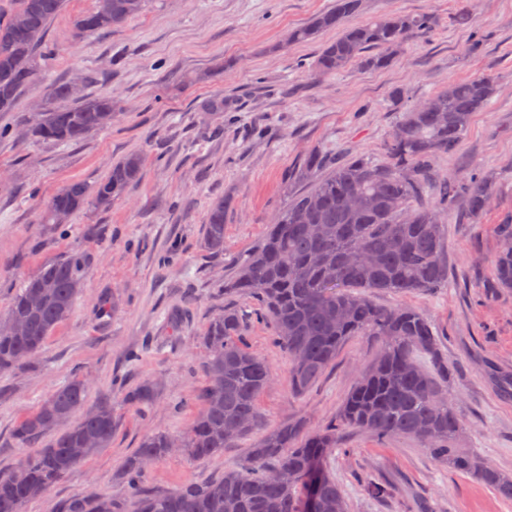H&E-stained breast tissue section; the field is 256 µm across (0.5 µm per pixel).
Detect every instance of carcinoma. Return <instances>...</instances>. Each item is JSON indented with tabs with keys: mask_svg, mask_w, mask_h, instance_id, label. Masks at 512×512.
<instances>
[{
	"mask_svg": "<svg viewBox=\"0 0 512 512\" xmlns=\"http://www.w3.org/2000/svg\"><path fill=\"white\" fill-rule=\"evenodd\" d=\"M66 0H20L0 17V112H10L25 87L38 76L49 21ZM148 0H112L79 17L74 37L120 26L139 15ZM362 0H336L333 9L314 17L288 36L292 43L312 42L326 30L335 40L317 55L313 68L331 75L353 63L382 68L391 58L376 54L429 31L426 15L386 14L356 25L347 20ZM495 91L489 75L461 80L433 93L428 107L417 105L398 124L400 138L384 143L386 162L362 156L334 161L315 151L294 168L285 183L288 205L270 225L261 247L243 262L224 292L251 298L274 328L288 354L295 392L308 390L336 361L341 346L354 336H375L383 345L377 360L346 398L340 426L378 438L411 436L454 469L512 500V476L459 454L453 442L461 422L449 405L448 363L429 320L406 306H382L372 294L404 295L429 291L447 281L443 262L441 213L460 192L461 180L435 173L434 159L454 151L472 113L485 108ZM112 124V95L81 97L67 108L46 106L29 133L36 141L76 142ZM143 173V158L131 153L112 165L93 193L70 183L51 198L43 216L62 224L91 204L107 207L124 196ZM297 183L309 187L294 190ZM470 213H481L490 199L487 185L471 177L465 184ZM504 246L493 268L496 286L512 288V223L503 225ZM203 246L224 252V203L207 215ZM81 288V263L59 258L27 279L5 320L23 325L17 335L0 334V371L24 368L42 350L47 337L71 313ZM243 319L233 308L214 316L201 340L206 349L207 384L196 399L202 409L180 436L181 449L205 460L235 447L260 426L257 398L271 377L268 364L243 343ZM156 387L142 383L130 399L148 406ZM87 385L77 377L57 388L14 429L29 444L46 431L81 417L45 448L26 453L17 466L0 473V512H22L24 504L45 495L73 467L112 443L116 420L112 406L85 409ZM173 438L147 435L122 466L134 512H347L339 484L325 459L340 445L336 427L303 431L279 426L264 433L237 469L204 485H186L163 494H145V468L170 453ZM83 449L77 460L69 449ZM111 512H126L104 495L79 497L64 512H98L100 501Z\"/></svg>",
	"mask_w": 512,
	"mask_h": 512,
	"instance_id": "1",
	"label": "carcinoma"
}]
</instances>
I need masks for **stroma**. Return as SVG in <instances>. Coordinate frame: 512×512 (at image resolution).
Returning <instances> with one entry per match:
<instances>
[{
    "label": "stroma",
    "mask_w": 512,
    "mask_h": 512,
    "mask_svg": "<svg viewBox=\"0 0 512 512\" xmlns=\"http://www.w3.org/2000/svg\"><path fill=\"white\" fill-rule=\"evenodd\" d=\"M335 0H149L124 26L73 40L77 18L95 0H69L50 24L52 54L42 75L0 112V317L29 277L66 255L80 256L82 286L71 315L25 368L0 373V472L22 455L14 429L59 386L88 378L89 405L109 403L116 418L110 448L76 466L23 512H62L73 499L130 496L123 461L151 432L181 434L199 411L205 382L201 337L224 308L238 309L249 347L272 371L258 401L262 430L281 425L315 429L335 421L381 342L355 336L305 393L293 392L289 362L254 301L224 285L260 248L287 197L292 168L312 151L342 160L360 154L384 162L382 148L405 111L449 84L490 74L496 92L473 113L456 150L438 155L436 173L474 174L492 189L479 217L463 199L444 212L448 280L428 292H379L376 303L419 310L433 326L448 361V400L464 427L456 448L485 466L512 473V288L493 283L503 247L501 225L512 222V0H363L361 23L385 14L434 19L426 36L392 50L384 68L352 64L329 76L311 71L321 44L289 43ZM467 13L458 24L459 13ZM82 78L85 95L111 94L108 128L72 143L32 140L27 132L50 85ZM226 108L209 112L207 100ZM144 158L142 178L111 207H85L66 223L41 216L62 186L95 187L131 153ZM224 202V251L201 246L208 209ZM155 384L146 408L128 395ZM256 436L209 460L175 453L142 477L150 493L204 484L240 467ZM348 512H512V501L455 470L414 438L380 441L343 430L326 460ZM363 473L390 488L366 494Z\"/></svg>",
    "instance_id": "stroma-1"
}]
</instances>
